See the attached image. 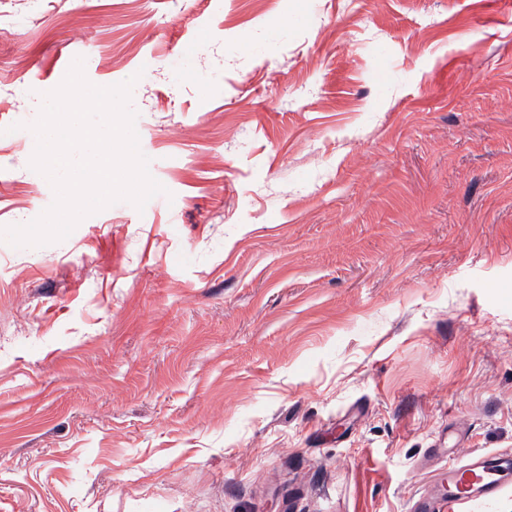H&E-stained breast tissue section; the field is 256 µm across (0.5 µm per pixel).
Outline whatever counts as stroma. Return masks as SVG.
<instances>
[{
    "label": "stroma",
    "mask_w": 512,
    "mask_h": 512,
    "mask_svg": "<svg viewBox=\"0 0 512 512\" xmlns=\"http://www.w3.org/2000/svg\"><path fill=\"white\" fill-rule=\"evenodd\" d=\"M77 57L166 192L0 239V512H412L512 451V0H0V226Z\"/></svg>",
    "instance_id": "35a3bbf8"
}]
</instances>
